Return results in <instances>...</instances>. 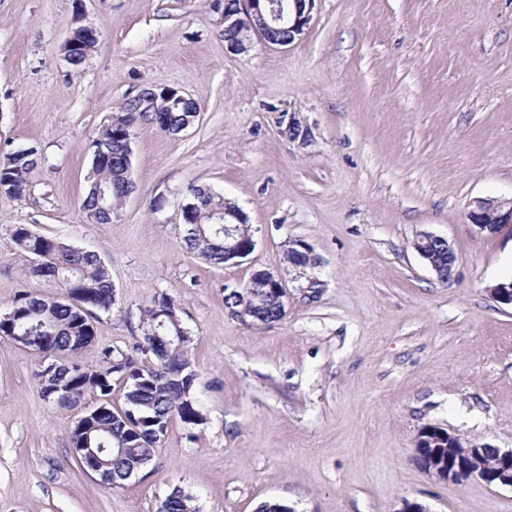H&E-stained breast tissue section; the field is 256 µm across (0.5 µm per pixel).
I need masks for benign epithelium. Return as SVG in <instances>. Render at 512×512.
I'll list each match as a JSON object with an SVG mask.
<instances>
[{
	"mask_svg": "<svg viewBox=\"0 0 512 512\" xmlns=\"http://www.w3.org/2000/svg\"><path fill=\"white\" fill-rule=\"evenodd\" d=\"M318 0H224V30L230 33L224 40L227 50L235 53L248 51L253 40L267 45L288 46L310 28ZM84 40L70 36L64 43L67 60H84L97 41V31L90 26H80ZM138 98L154 112L168 111L170 104L185 102L187 97L170 87L145 88ZM467 219L480 234H496L504 226L512 224V198H483L474 201ZM216 223L224 224V260L234 264L249 256L255 241L243 245L237 240L238 226L247 223L243 212L231 201H224V212L216 214ZM414 248L442 281L451 280L455 268V254L448 240L433 233L424 232L414 241ZM492 300L512 307V281L500 282L487 288ZM113 452L102 448L93 454L84 448L73 453L83 462L88 473L105 479L108 463L104 456ZM493 455L494 466L485 462ZM437 477L449 481L476 478L489 486L512 488V448L501 449L485 446L469 449L464 458L448 455L447 461L432 470Z\"/></svg>",
	"mask_w": 512,
	"mask_h": 512,
	"instance_id": "obj_1",
	"label": "benign epithelium"
}]
</instances>
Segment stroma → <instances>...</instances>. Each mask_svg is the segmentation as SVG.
Returning <instances> with one entry per match:
<instances>
[{"label": "stroma", "mask_w": 512, "mask_h": 512, "mask_svg": "<svg viewBox=\"0 0 512 512\" xmlns=\"http://www.w3.org/2000/svg\"><path fill=\"white\" fill-rule=\"evenodd\" d=\"M98 30L80 67L63 44ZM157 85L199 110L177 135L132 129V193L111 223L80 209L90 143L126 98ZM308 129L289 140V119ZM35 149L24 198L0 194V312L35 290L17 225L99 253L117 303L78 354L143 337L174 301L199 375L203 424L173 420L150 464L112 488L77 466L78 410L44 400L41 359L0 338V512H157L181 489L197 512H512V489L420 467L427 427L512 448V225L477 234L473 202L512 197V0H319L299 40L224 44L212 0H0V158ZM246 215L255 248L209 264L183 245L189 187ZM448 239L453 280L412 246ZM300 242L313 262L288 264ZM266 271L285 315L253 326L225 294Z\"/></svg>", "instance_id": "stroma-1"}]
</instances>
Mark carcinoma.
<instances>
[{"instance_id":"cac0c4a2","label":"carcinoma","mask_w":512,"mask_h":512,"mask_svg":"<svg viewBox=\"0 0 512 512\" xmlns=\"http://www.w3.org/2000/svg\"><path fill=\"white\" fill-rule=\"evenodd\" d=\"M190 107L191 104L182 103L169 112L155 113L144 111L133 98L123 102V111L113 114L91 142L93 147L102 144L106 155L96 168L81 205L86 216H101L97 185L107 189L114 208L131 192L123 164L125 146L119 138L121 129L139 121H155L161 131L174 134L196 118L197 113L188 111ZM38 163V155L32 149L16 150L0 161V182L6 185L9 196L20 199L26 195L29 176ZM191 195L199 199L200 208L194 212L193 223L185 226L184 245L200 258L221 265L224 263V235L216 230L214 218L209 215V206L216 205L218 198L200 187L191 189ZM12 237L26 261L22 268L24 276L42 283L56 282L60 293L26 292L15 298L6 311L7 318L0 321V336L12 340L22 331L31 330L33 341L55 363V376L82 396L92 390L107 398L114 388L123 390L124 407L114 409L107 402L98 406L89 435L74 427L70 430L73 444L82 443L94 450L114 449L105 483L121 487L133 465L152 460L159 443L156 431L168 429L174 418L188 426L203 423L195 397L197 373L188 356L191 338L178 337L172 321L165 327L159 325V315L175 310V305L165 296L157 298L141 313L143 340L127 350L102 349L97 369L99 377L89 380L84 374L88 366L75 359L59 361L57 357L79 354L95 336L94 322L98 313L112 311L115 298L109 268L96 252L34 233L22 224L14 229ZM39 253L49 256L48 264L41 269L31 264V258ZM284 314V302L274 295L263 305L252 308L242 319L255 325L268 324L280 320ZM147 354L156 362L143 361L141 356ZM158 512H196V507L189 494L172 492L170 498L162 500Z\"/></svg>"}]
</instances>
